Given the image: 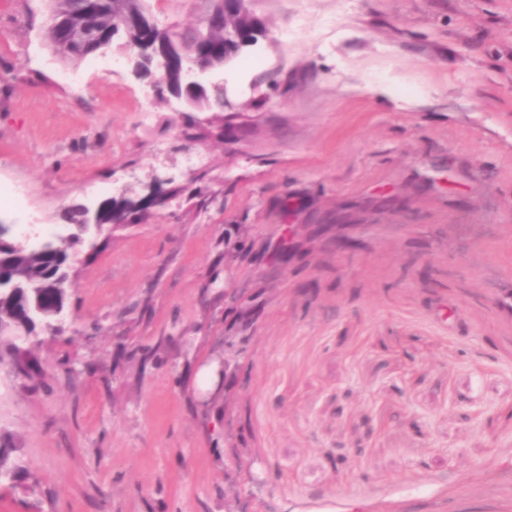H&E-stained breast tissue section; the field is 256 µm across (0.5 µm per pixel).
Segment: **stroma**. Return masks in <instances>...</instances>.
<instances>
[{
    "instance_id": "obj_1",
    "label": "stroma",
    "mask_w": 512,
    "mask_h": 512,
    "mask_svg": "<svg viewBox=\"0 0 512 512\" xmlns=\"http://www.w3.org/2000/svg\"><path fill=\"white\" fill-rule=\"evenodd\" d=\"M255 11L213 112L118 42L61 62L44 0H0V222L159 197L73 252L40 375L0 369V512H512V0ZM228 336L231 395L195 389Z\"/></svg>"
}]
</instances>
